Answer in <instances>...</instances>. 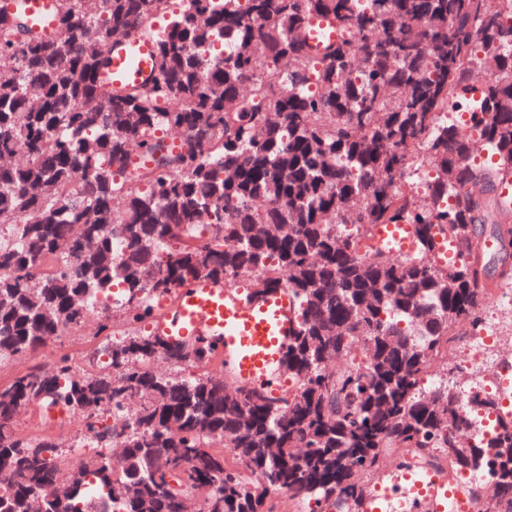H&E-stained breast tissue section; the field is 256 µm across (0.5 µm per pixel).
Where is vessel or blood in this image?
I'll return each instance as SVG.
<instances>
[{"label":"vessel or blood","instance_id":"obj_1","mask_svg":"<svg viewBox=\"0 0 512 512\" xmlns=\"http://www.w3.org/2000/svg\"><path fill=\"white\" fill-rule=\"evenodd\" d=\"M25 7L36 27L54 32L52 0H25ZM153 57L154 43L149 36L113 40L112 68L103 76V86L118 89L140 82L150 74ZM376 235L392 239L403 253L416 246L415 235L406 224L377 226ZM295 311L296 300L288 288L251 297L224 281L203 279L180 291L173 314L158 321L156 333L172 342L196 336L221 341L228 375L234 382L268 387L271 395L278 397L283 388L276 385L275 378L296 328ZM416 486L429 512H442L443 500L452 494L444 481L436 478L417 481Z\"/></svg>","mask_w":512,"mask_h":512}]
</instances>
